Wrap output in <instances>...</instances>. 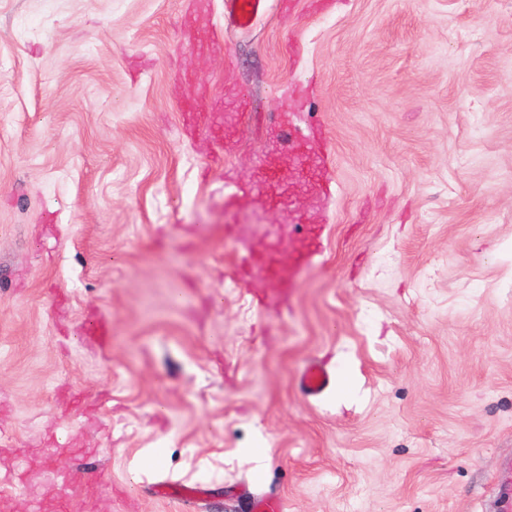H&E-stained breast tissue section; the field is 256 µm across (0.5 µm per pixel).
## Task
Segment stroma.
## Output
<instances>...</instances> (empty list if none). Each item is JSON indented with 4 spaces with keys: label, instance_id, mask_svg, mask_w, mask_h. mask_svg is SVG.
Returning <instances> with one entry per match:
<instances>
[{
    "label": "stroma",
    "instance_id": "35a3bbf8",
    "mask_svg": "<svg viewBox=\"0 0 512 512\" xmlns=\"http://www.w3.org/2000/svg\"><path fill=\"white\" fill-rule=\"evenodd\" d=\"M296 210L324 253L259 313L224 247ZM506 459L512 0H0V512H495ZM265 2V0H224V18L238 29H247L260 16ZM330 384V375L318 359H310L299 377V386L307 396L321 394Z\"/></svg>",
    "mask_w": 512,
    "mask_h": 512
}]
</instances>
